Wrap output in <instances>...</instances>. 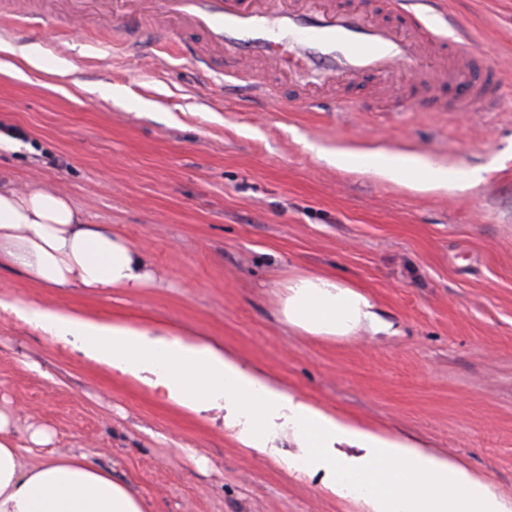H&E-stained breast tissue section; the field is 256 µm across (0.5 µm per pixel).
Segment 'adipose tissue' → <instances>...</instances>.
Here are the masks:
<instances>
[{
    "instance_id": "adipose-tissue-1",
    "label": "adipose tissue",
    "mask_w": 512,
    "mask_h": 512,
    "mask_svg": "<svg viewBox=\"0 0 512 512\" xmlns=\"http://www.w3.org/2000/svg\"><path fill=\"white\" fill-rule=\"evenodd\" d=\"M332 165L392 181L448 188L479 181L420 154L330 153ZM51 288L128 290L160 279L145 247L90 224L64 193L40 183H0V266ZM8 314L86 360L141 384L159 399L200 415L221 414L243 447L279 454L287 468L322 474L332 493L355 492L371 512H506L489 485L413 444L336 419L288 391L220 344L143 319L89 318L63 307L0 300ZM278 313L305 336L346 338L390 331L362 292L336 277L296 272L280 285ZM47 426L21 424L0 404V512H151L149 501L88 452L53 449ZM291 443L295 452L283 451ZM340 446L365 456L337 457Z\"/></svg>"
}]
</instances>
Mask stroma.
I'll use <instances>...</instances> for the list:
<instances>
[{"label":"stroma","mask_w":512,"mask_h":512,"mask_svg":"<svg viewBox=\"0 0 512 512\" xmlns=\"http://www.w3.org/2000/svg\"><path fill=\"white\" fill-rule=\"evenodd\" d=\"M501 69L495 112L306 109L288 85L242 99L183 58L115 44L48 8L0 30V180L68 194L144 246L162 284L107 294L0 269V299L144 318L216 341L289 391L466 467L512 512V0H445ZM421 154L475 185L421 190L315 152ZM331 272L392 335L301 336L276 315L288 270ZM0 397L153 502V512H367L321 476L249 451L222 421L158 402L0 314ZM193 448L195 459L176 451Z\"/></svg>","instance_id":"35a3bbf8"}]
</instances>
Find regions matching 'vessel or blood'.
Instances as JSON below:
<instances>
[{"label": "vessel or blood", "mask_w": 512, "mask_h": 512, "mask_svg": "<svg viewBox=\"0 0 512 512\" xmlns=\"http://www.w3.org/2000/svg\"><path fill=\"white\" fill-rule=\"evenodd\" d=\"M74 16L96 8L123 45L143 29L159 33L158 50L174 47L178 57L204 63L217 75L241 81L251 94L266 95L269 86L252 77L262 61L280 78L309 67L315 82L300 99L314 105L332 90L351 88L372 77L407 71L412 82L457 88L445 104L448 112L497 111L501 75L482 66L471 31L442 8L440 0H389L387 9L366 10L361 0H71ZM404 15L407 26L394 25L389 12ZM440 17L446 30H428L424 19ZM201 31L204 45L183 41L182 33ZM287 34V50L274 35ZM438 56L435 68L425 67Z\"/></svg>", "instance_id": "vessel-or-blood-1"}]
</instances>
